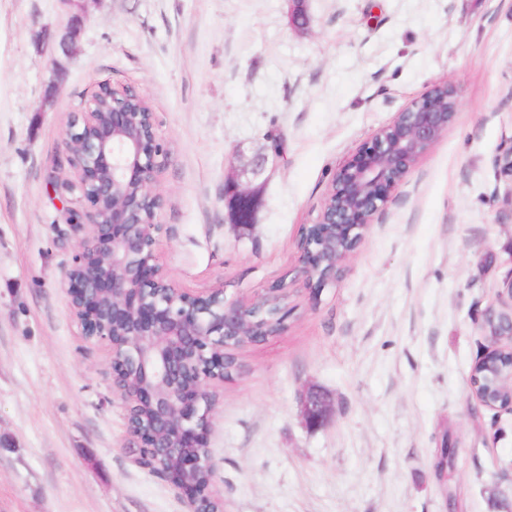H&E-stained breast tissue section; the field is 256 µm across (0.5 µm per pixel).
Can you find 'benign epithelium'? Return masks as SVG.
<instances>
[{
	"mask_svg": "<svg viewBox=\"0 0 512 512\" xmlns=\"http://www.w3.org/2000/svg\"><path fill=\"white\" fill-rule=\"evenodd\" d=\"M79 25V17H72L55 40L57 51L73 52ZM131 100L150 108L143 93L101 83L86 108L65 123V162L75 177L70 188L91 205L86 222L74 225L83 236L66 275L69 309L82 336L108 350L112 391L127 411L130 448L188 497L192 512H202L195 475L213 471L206 434L225 360L260 339L254 318L287 300L288 287L249 302L226 298L222 285L187 292L155 263L163 199L152 185L164 149L154 113L148 112L150 126L144 129L141 113L126 105ZM459 106L456 86L432 87L337 169L317 221L303 227L298 242L308 281L319 288L336 282L388 190L447 132ZM260 168L239 169L224 182L225 202L245 206L242 221L248 224L256 198L240 187L239 177ZM508 290L509 300L485 311L488 350L478 366L489 369L505 354L512 360V321L504 329L494 322L502 310L512 317V280ZM334 411L319 390L303 396L302 416L310 427L324 426Z\"/></svg>",
	"mask_w": 512,
	"mask_h": 512,
	"instance_id": "1",
	"label": "benign epithelium"
}]
</instances>
